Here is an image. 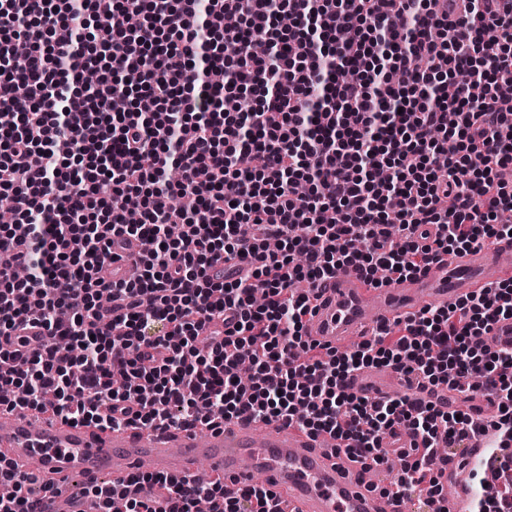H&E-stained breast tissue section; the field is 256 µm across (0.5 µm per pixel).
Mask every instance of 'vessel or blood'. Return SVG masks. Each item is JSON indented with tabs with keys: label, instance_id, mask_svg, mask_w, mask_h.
<instances>
[{
	"label": "vessel or blood",
	"instance_id": "vessel-or-blood-1",
	"mask_svg": "<svg viewBox=\"0 0 512 512\" xmlns=\"http://www.w3.org/2000/svg\"><path fill=\"white\" fill-rule=\"evenodd\" d=\"M512 277V241L445 258L428 271L391 278L375 287L345 270L317 290L315 311L306 322L310 340L339 348L421 307H445ZM353 391L377 397L404 394L399 373L372 368L355 375ZM297 424L276 420L255 424L231 420L200 436L194 430L124 428L101 430L59 421L33 424L23 411L0 413V454L20 470L35 474L51 493L39 512H76L65 483L72 475L93 482L101 474L121 482L141 465L153 472L195 477L197 461L224 478L226 494H235L261 470L272 477L281 512H399L398 501L350 479L345 459L320 452Z\"/></svg>",
	"mask_w": 512,
	"mask_h": 512
}]
</instances>
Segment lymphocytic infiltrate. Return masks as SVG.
<instances>
[{"label":"lymphocytic infiltrate","mask_w":512,"mask_h":512,"mask_svg":"<svg viewBox=\"0 0 512 512\" xmlns=\"http://www.w3.org/2000/svg\"><path fill=\"white\" fill-rule=\"evenodd\" d=\"M27 41V66H12ZM98 74L83 87L84 71ZM512 7L500 0H0V411L166 429L298 423L361 470L405 432L392 493L441 501L432 465L466 440L512 442V350L474 349L512 318V278L425 308L356 349L306 336L311 288L338 270L407 277L512 234ZM309 189L294 201L296 184ZM112 194L102 197L103 185ZM141 221H126L127 197ZM140 275L105 282L117 238ZM264 262L243 267L248 256ZM224 264V276L210 275ZM419 388L486 391V424L406 396L353 392L365 368ZM122 371L121 388L112 385ZM447 449L438 457V449ZM512 454L472 467L469 512H512ZM0 458V512H37ZM100 512H278L271 484L139 472L93 485Z\"/></svg>","instance_id":"f902f5d3"}]
</instances>
